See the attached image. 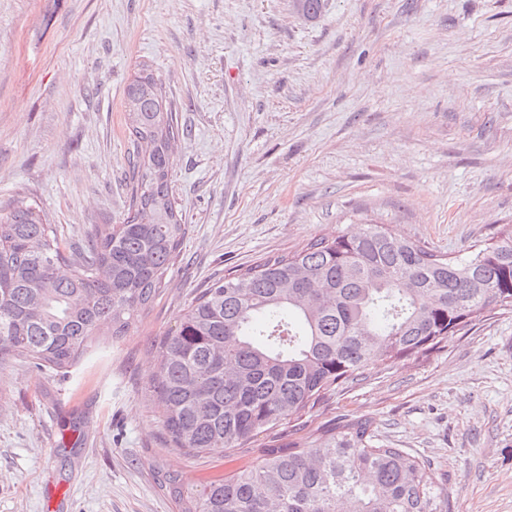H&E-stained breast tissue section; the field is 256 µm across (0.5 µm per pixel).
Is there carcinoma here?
Instances as JSON below:
<instances>
[{"label": "carcinoma", "mask_w": 512, "mask_h": 512, "mask_svg": "<svg viewBox=\"0 0 512 512\" xmlns=\"http://www.w3.org/2000/svg\"><path fill=\"white\" fill-rule=\"evenodd\" d=\"M123 108L137 147L127 212L66 250L43 210L0 207V363L74 367L99 337L119 339L149 313L186 235L171 190L179 128L143 64ZM512 307V228L464 256L367 224L264 258L203 289L158 343L146 388L167 446L199 456L274 435L378 360L438 348L485 312ZM311 442L272 443L255 466L210 476L200 490L158 472L177 512H448L426 463L374 443L367 422Z\"/></svg>", "instance_id": "obj_1"}]
</instances>
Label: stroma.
I'll list each match as a JSON object with an SVG mask.
<instances>
[{
  "instance_id": "stroma-1",
  "label": "stroma",
  "mask_w": 512,
  "mask_h": 512,
  "mask_svg": "<svg viewBox=\"0 0 512 512\" xmlns=\"http://www.w3.org/2000/svg\"><path fill=\"white\" fill-rule=\"evenodd\" d=\"M144 64L176 108L181 255L127 336L65 373L0 366V512H176L160 469L258 463L262 436L168 450L146 398L214 279L365 224L451 256L512 226V0H325L313 20L292 0H0V202L26 194L68 247L121 221ZM357 420L429 465L448 512H512V307L375 362L288 434Z\"/></svg>"
}]
</instances>
